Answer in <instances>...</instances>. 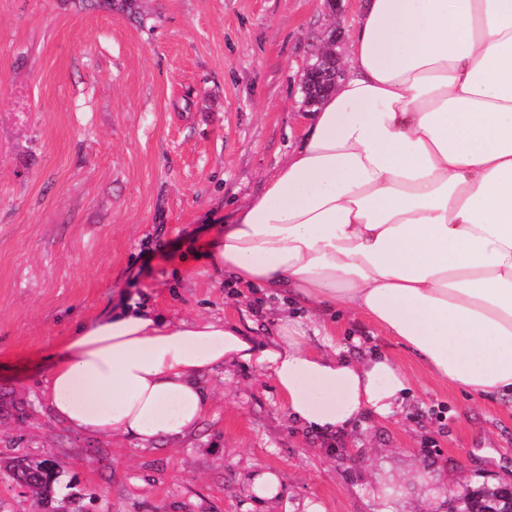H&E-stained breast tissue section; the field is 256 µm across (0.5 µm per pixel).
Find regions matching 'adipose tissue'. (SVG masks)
<instances>
[{
    "mask_svg": "<svg viewBox=\"0 0 512 512\" xmlns=\"http://www.w3.org/2000/svg\"><path fill=\"white\" fill-rule=\"evenodd\" d=\"M348 72L207 260L287 298L268 342L136 307L78 324L40 384L54 420L142 448L191 432L204 374L255 366L331 436L400 411L394 358L332 350L362 317L472 399L512 398V0H367ZM322 337L324 348L310 345Z\"/></svg>",
    "mask_w": 512,
    "mask_h": 512,
    "instance_id": "ef3b65f1",
    "label": "adipose tissue"
}]
</instances>
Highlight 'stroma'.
<instances>
[{"label":"stroma","mask_w":512,"mask_h":512,"mask_svg":"<svg viewBox=\"0 0 512 512\" xmlns=\"http://www.w3.org/2000/svg\"><path fill=\"white\" fill-rule=\"evenodd\" d=\"M365 0H143L142 20L81 0H0V512H35L6 476L52 453L82 512H376V474L404 488L396 512H448L449 496L512 481V404L432 380L396 338L354 317L341 353L390 354L414 380L402 412L328 440L296 425L272 381L228 363L202 383L211 406L181 438L135 447L55 421L40 392L75 323L125 302L203 316L272 339L276 301L240 294L202 248L259 194L309 114L307 59L347 41ZM440 477L428 500L416 471ZM279 479L274 498L252 491Z\"/></svg>","instance_id":"1"}]
</instances>
